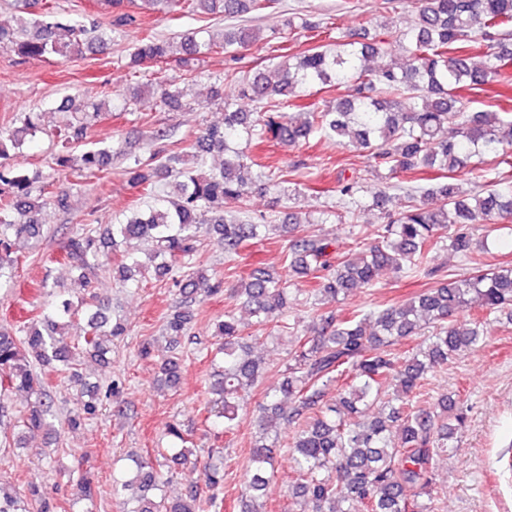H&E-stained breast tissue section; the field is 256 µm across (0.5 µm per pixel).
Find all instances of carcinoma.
<instances>
[{"label":"carcinoma","mask_w":512,"mask_h":512,"mask_svg":"<svg viewBox=\"0 0 512 512\" xmlns=\"http://www.w3.org/2000/svg\"><path fill=\"white\" fill-rule=\"evenodd\" d=\"M116 11L112 26L123 27L147 13H168L179 5L183 13L221 14L233 19L251 11L279 5V0H139L138 11L119 10L121 0H108ZM260 40V32L247 25H234L222 33L194 30L176 41L145 33L134 50L131 64L149 68L177 56L189 61L201 54L224 53L235 57ZM0 44L14 45L25 56L80 57L83 50L103 52L110 44L94 22L80 21L46 4L41 18L20 20L16 27L0 26ZM401 54L407 64L369 65L375 57ZM512 69V0H420L417 22L404 30L383 27L372 33L366 28L336 38L333 48L313 46L296 56L242 74H225L238 87V96L253 109H231L224 102V125L204 128L179 152L166 144V132L155 131L156 145L146 158L136 157L126 168L130 185L152 197L153 204L97 231L87 224L71 236L61 253L62 261L78 273L81 287H91L103 268L112 267L117 247L133 239L150 242L148 262L137 259L117 264L120 281L137 282L145 274L159 281L170 280L184 296L181 307L169 314L164 330L170 355L160 365L161 381L178 386L182 340L194 319L193 304L201 283L208 280L197 267L204 213L209 215L206 233L224 244L231 258L241 247L262 241L271 234L287 237L283 247L285 272L272 274L257 268L228 289L232 309L215 323L219 337V366L209 390L214 395L210 412L224 421V432L236 427L240 406L255 388L262 373L251 358L235 309L246 310L262 325L279 323L288 335L289 278L311 277L315 287L307 299L316 311L311 335L295 337L288 353L285 381L279 392L266 393V403L257 416L261 437L245 465L243 512H263V502L275 477L273 441L280 430L298 424L288 448L296 477L288 484V499L305 502L310 512H435L431 486L432 457L448 452L462 425L456 401L444 398L434 412L416 405L417 391L428 373L448 363L457 351L484 342L479 321L471 327L454 322V316L476 304L485 313L512 307V267L475 270L450 278L403 304H392L367 313L341 317L330 304L353 288H371L378 272L391 267L430 278L437 269L433 253L446 246L470 260L475 247L489 249L488 240L475 241L478 224L512 222V183L482 167L481 158L493 155L512 164V112H470L457 105L459 89L475 91L494 75L508 77ZM320 84L324 89L352 87L353 94L334 100L324 110H311L298 121L284 111L293 106L300 89ZM155 102L173 109L180 106V89L160 80L149 92ZM144 105L146 98L112 99L91 103L92 111L66 113L59 137L75 145L86 138L91 122L130 105ZM21 126L0 131V283L13 279L20 243L34 246L40 225L32 213L44 202L32 194L33 179L10 162L9 148L40 131V113L25 112ZM295 144L312 135L333 140L340 146L359 144L370 152L376 167L391 174H416L429 169L440 181L426 188L413 184L403 191V210L374 230V241L359 252L301 228L311 219L286 214L280 224H259L231 216L225 205L246 206L253 189L261 188L264 166L251 161L248 143L267 135ZM219 152L224 162L202 177L195 168L207 155ZM112 147L90 148L74 159L56 158L67 167L74 160L79 170L104 179ZM472 175L464 191L455 183L459 171ZM169 178L170 189H161L155 177ZM84 325L79 343H68L66 329L79 315L69 298H60L33 317L0 327V412L10 395L25 393L30 403L21 415L23 427L38 430L48 426L49 377L81 383L78 362L82 358L107 362L112 341L126 335L121 320L111 318L108 304L94 294L81 300ZM414 336L425 340L407 355L398 347ZM395 386L392 396L382 395L385 383ZM336 389V398L326 397ZM69 418L75 429L96 415L98 394L85 390ZM288 399L289 410L278 403ZM381 405L372 418L367 411ZM168 446L157 449L167 461L185 465L197 456L186 446L182 429L172 424ZM128 468L112 477L113 494L122 498L125 512H197L220 509L217 497L201 502L194 486L186 496L171 499L165 481L154 465L142 456L128 455ZM206 485L215 490L224 485V470L206 467ZM74 500L94 502L92 482L82 476L73 489ZM0 512H51L37 487L22 493L0 483Z\"/></svg>","instance_id":"obj_1"}]
</instances>
